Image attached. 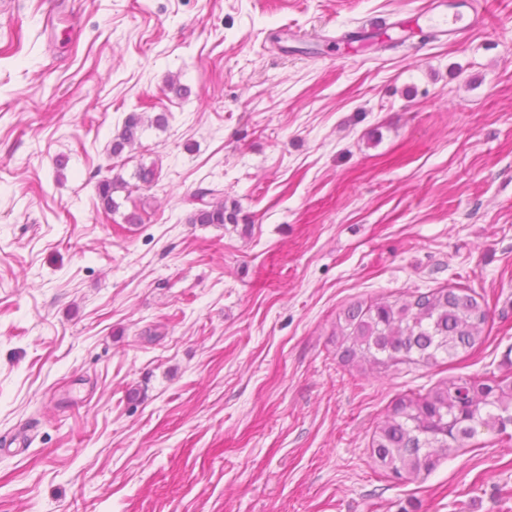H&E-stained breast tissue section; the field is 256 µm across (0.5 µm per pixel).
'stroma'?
Segmentation results:
<instances>
[{
  "label": "stroma",
  "mask_w": 512,
  "mask_h": 512,
  "mask_svg": "<svg viewBox=\"0 0 512 512\" xmlns=\"http://www.w3.org/2000/svg\"><path fill=\"white\" fill-rule=\"evenodd\" d=\"M428 2L0 0V512H512L510 437L372 456L399 396L512 377V0L399 47ZM115 163L157 180L107 214ZM434 288L486 305L472 350L340 362L347 306ZM141 117L131 113L125 120L121 132L112 142V155L119 156L126 146H133L139 140ZM220 191L213 188H200L193 194L195 208L187 217L190 224H224L239 223V211L233 207L228 210L224 206V200L213 202L210 197L215 196Z\"/></svg>",
  "instance_id": "obj_1"
}]
</instances>
